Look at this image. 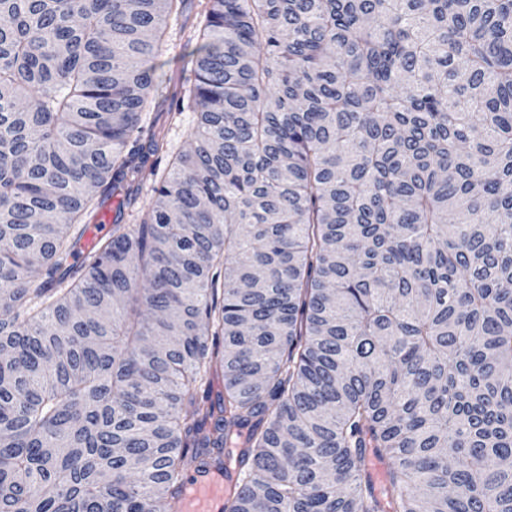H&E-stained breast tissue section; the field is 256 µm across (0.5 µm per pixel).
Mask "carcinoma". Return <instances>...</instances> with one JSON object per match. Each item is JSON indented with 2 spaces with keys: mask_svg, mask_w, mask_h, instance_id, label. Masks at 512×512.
I'll list each match as a JSON object with an SVG mask.
<instances>
[{
  "mask_svg": "<svg viewBox=\"0 0 512 512\" xmlns=\"http://www.w3.org/2000/svg\"><path fill=\"white\" fill-rule=\"evenodd\" d=\"M184 2L0 0V512H512V0ZM199 0H187L184 5L183 16L177 22L173 21L168 30V41L170 49L166 55L156 61L157 75L170 74L178 71L179 55L184 44L191 40L195 43V28L202 10ZM197 116L194 112H183L172 119L169 125V137L177 149H187L192 128L195 126ZM237 471L229 461L224 467H212L185 478L183 490L176 502L177 512H222L224 499L233 491Z\"/></svg>",
  "mask_w": 512,
  "mask_h": 512,
  "instance_id": "1",
  "label": "carcinoma"
}]
</instances>
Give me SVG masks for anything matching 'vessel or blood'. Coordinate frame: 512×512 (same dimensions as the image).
<instances>
[{
    "label": "vessel or blood",
    "instance_id": "obj_1",
    "mask_svg": "<svg viewBox=\"0 0 512 512\" xmlns=\"http://www.w3.org/2000/svg\"><path fill=\"white\" fill-rule=\"evenodd\" d=\"M236 480L237 471L229 464L194 473L184 481L176 512H223Z\"/></svg>",
    "mask_w": 512,
    "mask_h": 512
}]
</instances>
